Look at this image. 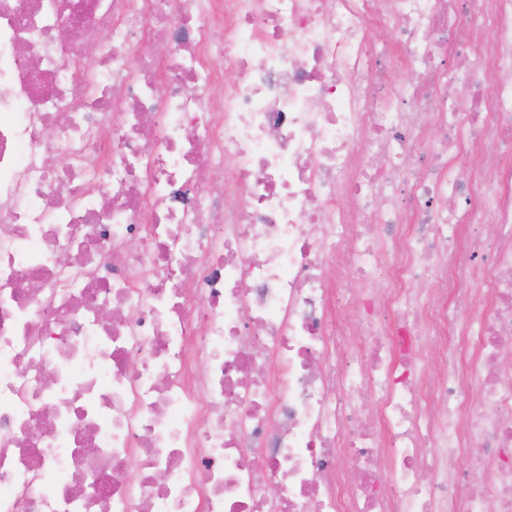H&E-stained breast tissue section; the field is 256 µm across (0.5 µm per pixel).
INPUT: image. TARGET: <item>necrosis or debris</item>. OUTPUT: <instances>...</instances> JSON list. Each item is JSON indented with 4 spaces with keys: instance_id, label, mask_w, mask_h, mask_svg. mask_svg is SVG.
Instances as JSON below:
<instances>
[{
    "instance_id": "4bbe7bcc",
    "label": "necrosis or debris",
    "mask_w": 512,
    "mask_h": 512,
    "mask_svg": "<svg viewBox=\"0 0 512 512\" xmlns=\"http://www.w3.org/2000/svg\"><path fill=\"white\" fill-rule=\"evenodd\" d=\"M509 450L512 0H0V512H512Z\"/></svg>"
}]
</instances>
